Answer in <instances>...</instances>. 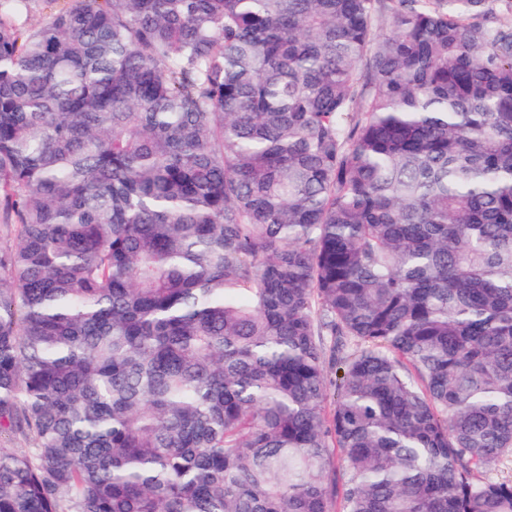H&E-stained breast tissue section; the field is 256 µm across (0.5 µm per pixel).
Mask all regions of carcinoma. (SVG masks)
I'll use <instances>...</instances> for the list:
<instances>
[{
    "mask_svg": "<svg viewBox=\"0 0 512 512\" xmlns=\"http://www.w3.org/2000/svg\"><path fill=\"white\" fill-rule=\"evenodd\" d=\"M40 2L0 512H512V0Z\"/></svg>",
    "mask_w": 512,
    "mask_h": 512,
    "instance_id": "carcinoma-1",
    "label": "carcinoma"
}]
</instances>
